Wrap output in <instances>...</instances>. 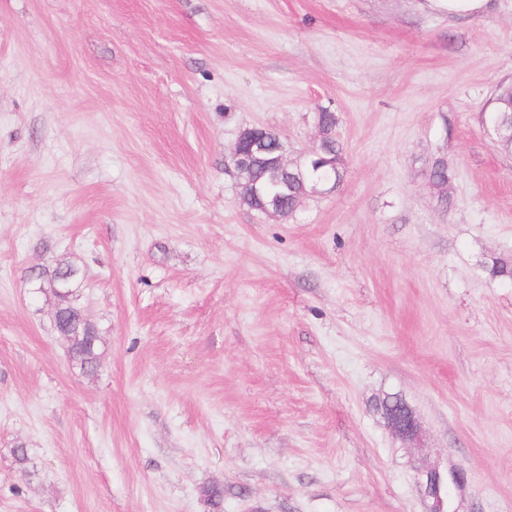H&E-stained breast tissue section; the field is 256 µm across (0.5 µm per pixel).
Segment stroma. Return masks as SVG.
<instances>
[{
	"mask_svg": "<svg viewBox=\"0 0 512 512\" xmlns=\"http://www.w3.org/2000/svg\"><path fill=\"white\" fill-rule=\"evenodd\" d=\"M504 82L512 0H0V512H424L425 465L465 468L460 512H512V157L480 121ZM324 109L339 187L246 206L239 133L293 155ZM76 269L68 262H61L53 271L49 285L53 289L54 295L57 297L62 312H68L76 307L73 306V301ZM69 275V279L64 276ZM92 330V336H83V329H79L81 336H77V339L74 340L70 353L71 360L75 362L80 372L85 375H93L100 364L98 353L100 336L94 326H92ZM385 419L392 432L403 440L417 439L419 428L412 409L401 403L392 406L386 413Z\"/></svg>",
	"mask_w": 512,
	"mask_h": 512,
	"instance_id": "35a3bbf8",
	"label": "stroma"
}]
</instances>
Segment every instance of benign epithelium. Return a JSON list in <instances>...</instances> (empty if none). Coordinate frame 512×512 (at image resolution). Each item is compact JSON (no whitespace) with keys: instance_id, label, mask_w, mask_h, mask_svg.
<instances>
[{"instance_id":"1","label":"benign epithelium","mask_w":512,"mask_h":512,"mask_svg":"<svg viewBox=\"0 0 512 512\" xmlns=\"http://www.w3.org/2000/svg\"><path fill=\"white\" fill-rule=\"evenodd\" d=\"M269 129L253 126L238 136L231 152L232 167L238 181L245 179L252 160L264 161L267 173L277 182L288 186V171L295 161L288 159V149L283 140H273ZM385 419L392 432L403 440L417 439L419 428L412 409L405 403L391 407ZM466 480L465 471L459 467L442 471L437 467L417 470V483L428 501L425 512H459L455 505V492Z\"/></svg>"}]
</instances>
